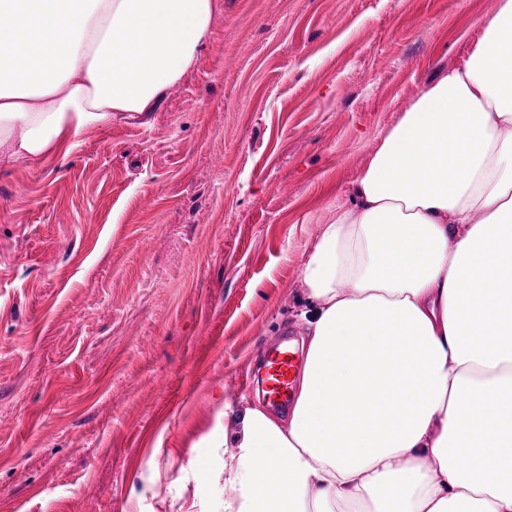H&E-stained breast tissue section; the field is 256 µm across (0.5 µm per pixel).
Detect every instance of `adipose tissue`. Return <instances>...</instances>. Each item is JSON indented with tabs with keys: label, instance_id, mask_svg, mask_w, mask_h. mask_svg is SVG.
<instances>
[{
	"label": "adipose tissue",
	"instance_id": "ef3b65f1",
	"mask_svg": "<svg viewBox=\"0 0 512 512\" xmlns=\"http://www.w3.org/2000/svg\"><path fill=\"white\" fill-rule=\"evenodd\" d=\"M218 0H0V167L146 119ZM287 420L225 405L203 512H512V0L380 135L307 262Z\"/></svg>",
	"mask_w": 512,
	"mask_h": 512
}]
</instances>
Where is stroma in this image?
Returning <instances> with one entry per match:
<instances>
[{
    "mask_svg": "<svg viewBox=\"0 0 512 512\" xmlns=\"http://www.w3.org/2000/svg\"><path fill=\"white\" fill-rule=\"evenodd\" d=\"M144 123L0 168V512H189L224 400L302 336V269L489 0H223ZM151 493H143V486Z\"/></svg>",
    "mask_w": 512,
    "mask_h": 512,
    "instance_id": "1",
    "label": "stroma"
}]
</instances>
